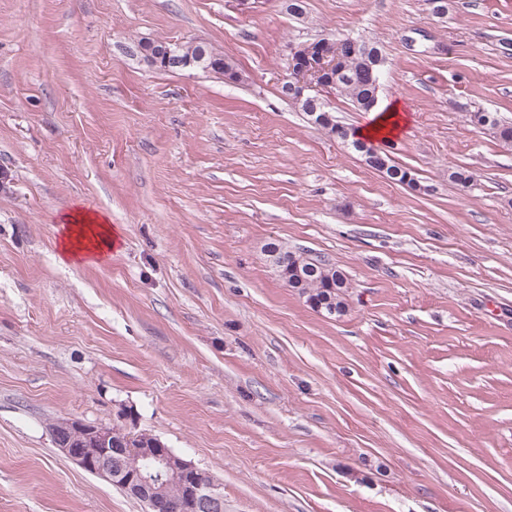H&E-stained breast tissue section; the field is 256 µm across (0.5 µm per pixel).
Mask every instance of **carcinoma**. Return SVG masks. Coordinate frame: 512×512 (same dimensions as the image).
I'll use <instances>...</instances> for the list:
<instances>
[{"label": "carcinoma", "mask_w": 512, "mask_h": 512, "mask_svg": "<svg viewBox=\"0 0 512 512\" xmlns=\"http://www.w3.org/2000/svg\"><path fill=\"white\" fill-rule=\"evenodd\" d=\"M180 54L193 60L196 67L220 75L234 77L238 70L234 61L226 55L216 52V49L208 43L192 42L179 45ZM341 52L345 57L343 72L336 79V95L349 101L352 106L359 110L360 103L369 94L372 88L373 75L381 71V67L368 68L367 58L362 50L354 42L341 39ZM316 124L326 130L328 134L336 136L340 140H346L356 152H361V139L355 137L345 138L347 127L336 123L335 116L328 114L323 120L316 121ZM487 131L497 140L512 145V122L501 118L496 123L487 127ZM371 168L381 171L387 177L398 183H413L415 188H420L417 180L410 176V171L397 165L390 156L383 154ZM296 260L300 261L303 270V277L293 284V288L305 295L307 300L314 301L328 313L342 312L344 308V296L346 295L348 283L345 275L338 269L321 262L318 259L310 258L305 252L296 253Z\"/></svg>", "instance_id": "obj_1"}]
</instances>
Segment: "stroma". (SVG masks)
I'll return each mask as SVG.
<instances>
[{
	"instance_id": "35a3bbf8",
	"label": "stroma",
	"mask_w": 512,
	"mask_h": 512,
	"mask_svg": "<svg viewBox=\"0 0 512 512\" xmlns=\"http://www.w3.org/2000/svg\"><path fill=\"white\" fill-rule=\"evenodd\" d=\"M332 35L381 45L420 191L282 94ZM478 110L512 121V0H0V512H145L53 443L70 418L155 435L224 512H512V147ZM77 208L118 235L99 264L59 260ZM273 240L348 274L345 313ZM163 43H165V41L140 42L139 45L141 47V53L144 60H146L151 66H156L167 71H176L192 68L194 61L196 64L195 68H200L223 76L227 75L232 80L236 81L234 76L238 73V70L236 69L234 61L227 55H222V53L220 54L216 52V49L210 44L204 42H192L178 45L175 43L164 44V48L158 58L156 56L158 55L156 49L159 46L157 45H162ZM152 44H155L156 46L152 48L150 53L148 51H143V49L147 50L148 46ZM160 58L165 61L167 66L171 65L182 69L171 66L166 68L161 63Z\"/></svg>"
}]
</instances>
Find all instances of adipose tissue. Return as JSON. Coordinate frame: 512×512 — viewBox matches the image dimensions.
I'll return each instance as SVG.
<instances>
[{"label": "adipose tissue", "instance_id": "adipose-tissue-1", "mask_svg": "<svg viewBox=\"0 0 512 512\" xmlns=\"http://www.w3.org/2000/svg\"><path fill=\"white\" fill-rule=\"evenodd\" d=\"M59 259L71 264H95L111 252L116 237L100 213L76 209L63 218Z\"/></svg>", "mask_w": 512, "mask_h": 512}]
</instances>
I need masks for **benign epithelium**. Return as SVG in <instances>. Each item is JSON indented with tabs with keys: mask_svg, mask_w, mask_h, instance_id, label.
<instances>
[{
	"mask_svg": "<svg viewBox=\"0 0 512 512\" xmlns=\"http://www.w3.org/2000/svg\"><path fill=\"white\" fill-rule=\"evenodd\" d=\"M330 40L318 39L288 47L289 76L284 91L294 99L306 100L313 108L326 107L321 91L334 90L341 70L338 54ZM166 65L189 69L193 61L182 57L178 45L168 43L160 53ZM66 439L51 432L63 454L84 471L122 485L146 512H224V495L210 477L175 454L161 440L141 443L128 435L116 442L112 428L80 420H65Z\"/></svg>",
	"mask_w": 512,
	"mask_h": 512,
	"instance_id": "1",
	"label": "benign epithelium"
}]
</instances>
